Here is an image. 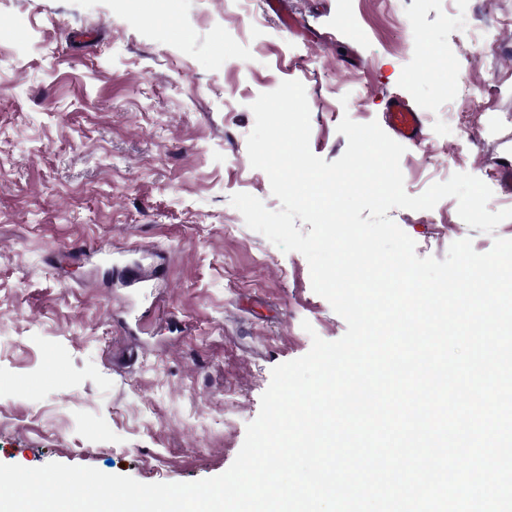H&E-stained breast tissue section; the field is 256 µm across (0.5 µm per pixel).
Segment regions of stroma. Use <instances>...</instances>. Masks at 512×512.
<instances>
[{
    "label": "stroma",
    "instance_id": "obj_1",
    "mask_svg": "<svg viewBox=\"0 0 512 512\" xmlns=\"http://www.w3.org/2000/svg\"><path fill=\"white\" fill-rule=\"evenodd\" d=\"M262 27L224 0H180L174 26L125 0H0V463L87 466L143 483L225 472L272 369L346 323L312 289L307 259L249 229L230 203L280 207L247 138L259 94L297 80L310 149L332 162L343 117L383 121L395 96L423 118L400 160L409 195L456 172L512 208V26L472 51L467 30L512 0H256ZM444 56L425 58L419 42ZM480 92L469 135L447 104ZM418 257L471 239L457 201L389 210ZM152 250L133 291L112 264ZM311 331H304L303 323ZM137 359L117 363L126 348Z\"/></svg>",
    "mask_w": 512,
    "mask_h": 512
}]
</instances>
